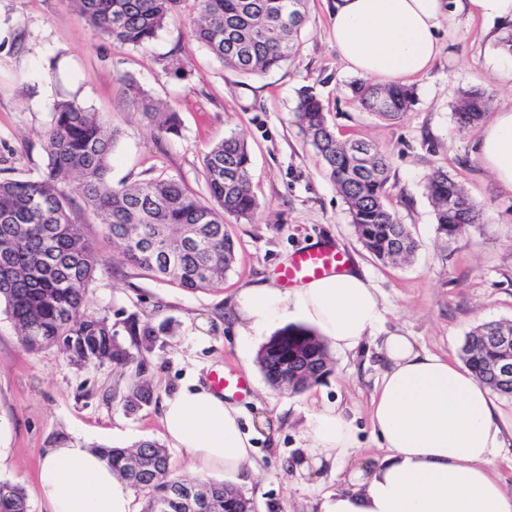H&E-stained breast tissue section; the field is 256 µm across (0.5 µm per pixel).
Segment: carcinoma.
<instances>
[{"mask_svg": "<svg viewBox=\"0 0 512 512\" xmlns=\"http://www.w3.org/2000/svg\"><path fill=\"white\" fill-rule=\"evenodd\" d=\"M182 0H76L81 17L118 46H148L172 19ZM198 16L191 36L224 68L262 75L292 62L305 26L306 0H195ZM129 90L150 133L177 136V112L162 111L134 83ZM353 98L367 112L396 120L416 103L414 87L401 82L351 84ZM489 97L477 87L459 91L453 104L458 128L478 124ZM295 123L305 143L323 159L347 205L362 245L380 260L407 258L418 242L386 205L390 165L364 140H341L328 123L325 107L310 89L299 93ZM117 132L98 113L74 99L60 101L45 133V171L32 179L0 178V304L28 350L58 347L77 365H124L127 348L106 316L86 304V291L111 259L72 218L74 199L64 186L76 182L84 209L96 215L105 239L120 248L123 261L154 279L188 291L213 286L235 262V248L224 218L250 220L259 203L250 177L247 143L236 135L212 145L203 157L207 195L190 192L162 175L130 186L109 179ZM370 152L362 164V149ZM437 232L457 234L482 221V210L457 179L437 168L426 178ZM512 323L490 322L465 336L461 358L479 382L512 397V382L491 375L498 359L488 340ZM257 363L267 382L293 394L324 376L330 364L324 343L310 329L291 326L266 343ZM288 375V381L281 380ZM128 484L145 494L144 512H186L175 494L185 479L170 468L166 449L156 441L132 448H100ZM205 496L204 512H255L252 499L234 484L194 480ZM0 512H30L24 488L0 481Z\"/></svg>", "mask_w": 512, "mask_h": 512, "instance_id": "obj_1", "label": "carcinoma"}]
</instances>
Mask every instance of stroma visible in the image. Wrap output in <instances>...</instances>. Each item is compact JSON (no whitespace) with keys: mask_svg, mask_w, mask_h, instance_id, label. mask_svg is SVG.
<instances>
[{"mask_svg":"<svg viewBox=\"0 0 512 512\" xmlns=\"http://www.w3.org/2000/svg\"><path fill=\"white\" fill-rule=\"evenodd\" d=\"M330 0H308V21L295 60L267 74L226 70L190 35L195 0L144 48L119 47L89 27L72 0H0V177L43 173L44 133L58 101L76 99L117 130L110 180L135 183L165 175L205 191L202 158L228 135L243 138L259 202L250 221L227 218L236 263L214 287L188 291L156 281L109 249V268L87 290L91 309L107 315L131 361L80 368L55 347L26 350L0 309V480L21 484L31 512H49L39 475L47 449L61 439L93 446L165 443L167 398L192 381L222 370L245 375L242 425L254 434L255 472L239 478L256 512H318L322 496L340 485L331 468L310 473L300 458L312 417L339 403L354 433V459L372 463L382 451L370 420L371 395L382 370L373 338L352 353H331L328 372L302 393L288 394L264 378L257 354L278 326L243 335L234 311L241 288L277 278L280 266L323 240L335 241L375 285L383 327L411 336L426 349L459 359L465 335L490 321H512V192L480 163L482 128L458 130L452 104L461 87H479L489 110L512 106V87L499 83L491 63L512 27L455 18L438 31L450 55L423 78L411 79L417 101L397 122L357 107L346 69L328 36ZM168 103L179 135L142 127L128 82ZM322 100L341 139H363L391 167L387 205L407 224L419 248L405 262L380 260L358 240L347 207L322 161L294 122L298 92ZM454 175L482 208L484 221L443 239L436 232L424 180L435 168ZM157 330L151 350L134 346L128 319ZM150 398L130 409L139 384Z\"/></svg>","mask_w":512,"mask_h":512,"instance_id":"35a3bbf8","label":"stroma"}]
</instances>
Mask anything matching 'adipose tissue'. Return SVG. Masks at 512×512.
<instances>
[{
	"label": "adipose tissue",
	"instance_id": "obj_1",
	"mask_svg": "<svg viewBox=\"0 0 512 512\" xmlns=\"http://www.w3.org/2000/svg\"><path fill=\"white\" fill-rule=\"evenodd\" d=\"M512 23V0H334L330 39L348 70L385 82L427 75L440 53L443 18ZM482 165L512 191V107L496 110L476 145ZM235 312L248 329L300 319L336 351L353 352L380 339L385 367L374 385L370 419L385 454L376 464H349L352 426L337 406L309 423L303 471L348 469L349 487L323 495L320 512H512V492L492 472L512 438L505 411L467 367L382 333L378 294L349 270L281 290L271 283L243 288ZM243 409L194 383L165 402L163 424L174 448L201 470L233 477L252 465ZM40 489L50 512H134L129 484L89 444L64 440L48 449Z\"/></svg>",
	"mask_w": 512,
	"mask_h": 512
}]
</instances>
